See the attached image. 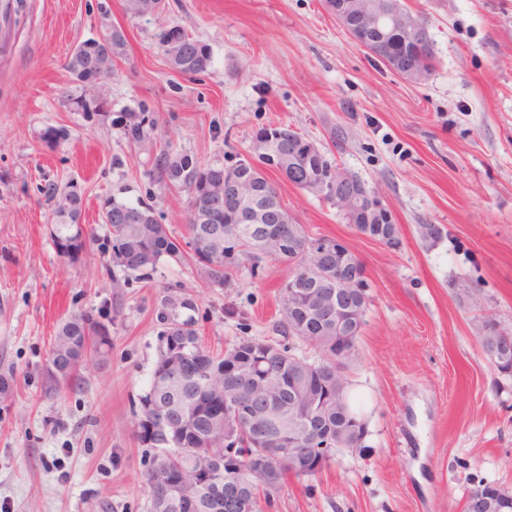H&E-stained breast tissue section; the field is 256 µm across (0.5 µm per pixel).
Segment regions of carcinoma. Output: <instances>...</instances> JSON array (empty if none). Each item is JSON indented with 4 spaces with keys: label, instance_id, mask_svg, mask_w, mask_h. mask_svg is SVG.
<instances>
[{
    "label": "carcinoma",
    "instance_id": "carcinoma-1",
    "mask_svg": "<svg viewBox=\"0 0 512 512\" xmlns=\"http://www.w3.org/2000/svg\"><path fill=\"white\" fill-rule=\"evenodd\" d=\"M392 14L382 19V28L389 31L388 40L380 43L377 59L385 61L388 49L402 41V10L391 4ZM156 44L167 56L172 69L184 76L196 78L207 73L212 65L208 44L176 26L162 27L155 34ZM126 36L122 28L112 26L98 39L90 38L78 44L66 63L81 89L76 95L62 93L63 102L86 119L104 122L111 113V103L97 92L103 81L112 76L116 59L124 54ZM425 63L413 72L412 82L419 84L429 78L433 70L434 51L431 40L414 46ZM122 132L128 143L152 159L154 181L168 188L188 192L186 230L192 258L213 282L228 285L234 273L242 267L255 270L263 262L285 263L291 268L288 280L279 292V332L284 338H296L310 345L319 356L336 354V333L328 323L314 317L303 319L297 315L288 299V284L297 277L305 261L292 247V241L301 244L313 242L304 225L284 210L265 222L267 231L284 244L259 253L247 235L249 214L246 208L235 220L239 232L237 251L230 253L224 247V210L204 220L194 207L201 205L204 196L224 193V186L244 175L240 168L203 164L188 154L171 151L152 136L157 119L142 104L121 121ZM72 137L66 126L46 129L41 140L48 146L68 141ZM250 176L267 190L265 203L259 208L279 204L276 188L265 172L256 169ZM38 192L45 201L54 204V214L61 223L52 225L51 238L60 258L74 262L82 256L94 237L85 225L79 223L82 198L73 181L43 178ZM102 223L109 237L104 251L109 253L112 265L129 273L150 276L164 257L179 260L184 257L180 242L172 237L156 217L155 206L140 202L136 205L108 198L102 205ZM194 308L193 303L168 297L162 301L160 317L176 326L175 335L159 339L157 359L148 390L140 397L141 416L138 427L140 438L158 449L146 473V484L152 503V512H237L238 498L248 499L252 512H261V502H270L278 488L268 482L265 472L256 469L265 455L275 459L279 479L290 475L300 478L301 472L288 471V451L284 441L288 435H303L307 421L288 406V363L291 348L270 344L264 340L243 336L214 355L206 350L192 317L180 318L179 310ZM112 323L93 321L84 314H73L58 329L49 352L48 361L58 367L65 381L77 380V371L89 358L106 357L112 348ZM182 352L187 357L198 356L200 369L192 375L183 374L171 366L173 358ZM234 366L238 376L229 378L226 369ZM242 400L253 409L258 426H245L233 412L224 407V400ZM356 419L348 391H343V410L330 406L323 412V420L336 429L344 419ZM235 448V456L247 463L250 472L237 481L236 467L226 460L224 449ZM164 469H178L183 483L176 491H165L157 481Z\"/></svg>",
    "mask_w": 512,
    "mask_h": 512
}]
</instances>
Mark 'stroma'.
I'll return each mask as SVG.
<instances>
[{
  "label": "stroma",
  "mask_w": 512,
  "mask_h": 512,
  "mask_svg": "<svg viewBox=\"0 0 512 512\" xmlns=\"http://www.w3.org/2000/svg\"><path fill=\"white\" fill-rule=\"evenodd\" d=\"M26 0L0 47V512H150L154 448L138 436L140 398L156 362L161 298L192 299L205 345L276 341V296L288 268L241 269L229 287L191 260L163 259L141 280L102 252L105 198L155 205L178 240L185 191L154 182L147 154L122 135L146 103L173 151L222 164L276 122L315 141L378 187L401 228L393 250L347 224L336 207L284 180L282 205L310 234L342 239L363 261L371 302L345 375L367 421L364 445L337 450L317 475L291 478L263 512H463L479 481L512 492V374L476 336L483 316L512 332V0H404L424 22L435 70L414 84L357 45L324 0H165L139 18L124 0ZM121 27L127 47L103 87L111 120L97 124L58 99L77 84L75 46ZM178 26L209 44L212 66L176 73L154 35ZM65 125L70 140L40 135ZM74 180L95 241L62 260L39 173ZM434 224L442 237L422 240ZM74 313L112 319V351L88 363L82 387L44 395L42 369Z\"/></svg>",
  "instance_id": "obj_1"
}]
</instances>
